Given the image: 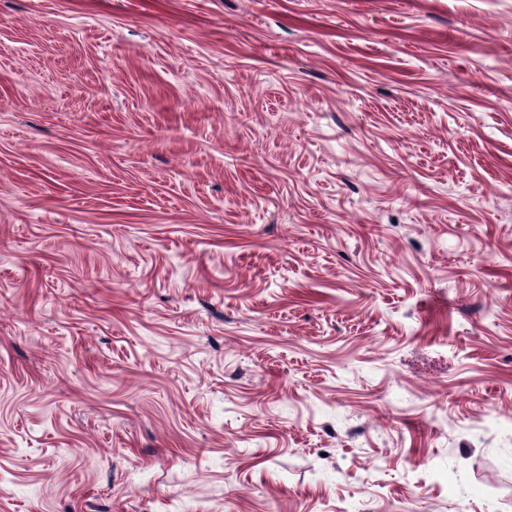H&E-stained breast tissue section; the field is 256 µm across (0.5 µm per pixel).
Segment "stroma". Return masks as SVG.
<instances>
[{"mask_svg": "<svg viewBox=\"0 0 512 512\" xmlns=\"http://www.w3.org/2000/svg\"><path fill=\"white\" fill-rule=\"evenodd\" d=\"M0 512H512V0H0Z\"/></svg>", "mask_w": 512, "mask_h": 512, "instance_id": "35a3bbf8", "label": "stroma"}]
</instances>
